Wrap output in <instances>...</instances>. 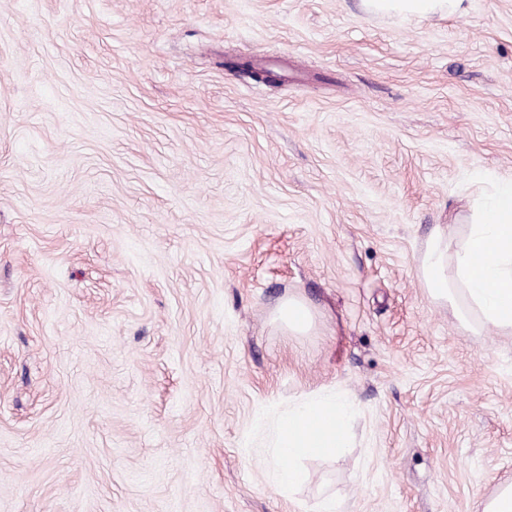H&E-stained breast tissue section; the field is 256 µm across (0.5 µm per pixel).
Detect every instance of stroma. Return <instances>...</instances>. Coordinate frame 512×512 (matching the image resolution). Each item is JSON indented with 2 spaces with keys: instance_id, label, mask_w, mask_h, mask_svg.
<instances>
[{
  "instance_id": "obj_1",
  "label": "stroma",
  "mask_w": 512,
  "mask_h": 512,
  "mask_svg": "<svg viewBox=\"0 0 512 512\" xmlns=\"http://www.w3.org/2000/svg\"><path fill=\"white\" fill-rule=\"evenodd\" d=\"M481 176L512 179V0H0V512H476L512 333L418 267ZM322 388L351 443L282 495L253 434ZM467 0H363L370 12L401 13L426 19L433 14H463L467 11ZM277 319L290 333H305L312 325L313 314L306 303L296 297L285 298L277 308Z\"/></svg>"
}]
</instances>
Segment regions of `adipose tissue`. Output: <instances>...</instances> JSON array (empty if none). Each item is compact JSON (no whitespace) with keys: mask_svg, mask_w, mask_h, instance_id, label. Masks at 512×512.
<instances>
[{"mask_svg":"<svg viewBox=\"0 0 512 512\" xmlns=\"http://www.w3.org/2000/svg\"><path fill=\"white\" fill-rule=\"evenodd\" d=\"M368 11L401 13L420 19L461 14L466 0H363ZM470 224L455 245L435 229L420 260V276L429 296L448 304L460 324L478 318L481 325L512 333V180L479 186L468 200ZM348 399L327 390L302 394L278 409L267 446L278 465L275 485L291 492L302 475L295 462L336 455L350 443Z\"/></svg>","mask_w":512,"mask_h":512,"instance_id":"ef3b65f1","label":"adipose tissue"}]
</instances>
